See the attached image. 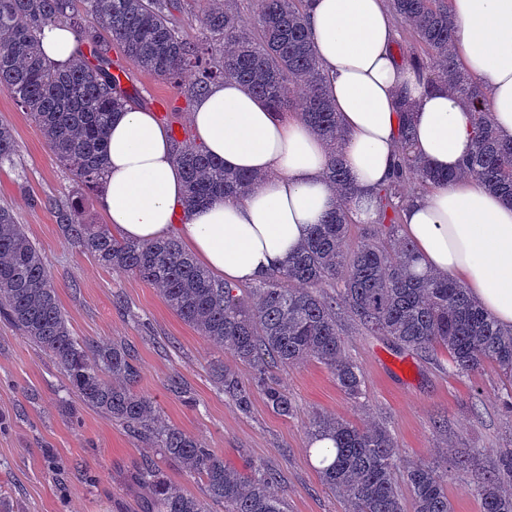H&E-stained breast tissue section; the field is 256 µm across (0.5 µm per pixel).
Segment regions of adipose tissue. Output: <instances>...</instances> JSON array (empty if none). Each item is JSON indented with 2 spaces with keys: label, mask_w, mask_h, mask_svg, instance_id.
Here are the masks:
<instances>
[{
  "label": "adipose tissue",
  "mask_w": 512,
  "mask_h": 512,
  "mask_svg": "<svg viewBox=\"0 0 512 512\" xmlns=\"http://www.w3.org/2000/svg\"><path fill=\"white\" fill-rule=\"evenodd\" d=\"M463 69L486 93L497 135L512 140V0H450ZM307 23L328 93L348 132L343 160L358 224L380 219L379 197L401 155V103L412 109V150L434 170L458 167L472 144L467 106L399 56L388 0H309ZM195 143L225 167L260 175L235 199L187 210L169 128L127 105L112 123L101 207L113 235L181 238L206 269L249 284L280 267L334 210L321 139L298 116L270 111L238 83L194 98ZM399 222L418 271L461 280L498 324L512 328V205L473 179L418 190Z\"/></svg>",
  "instance_id": "obj_1"
}]
</instances>
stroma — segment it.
Wrapping results in <instances>:
<instances>
[{
    "label": "stroma",
    "instance_id": "35a3bbf8",
    "mask_svg": "<svg viewBox=\"0 0 512 512\" xmlns=\"http://www.w3.org/2000/svg\"><path fill=\"white\" fill-rule=\"evenodd\" d=\"M128 73L125 86L135 104L171 116L176 131L189 129L191 99L174 98L166 83L136 67ZM0 120L13 126L19 145L13 161L0 165V205L13 209L41 247L73 335L131 344L140 367L136 388L157 403L163 419L223 455L229 466L242 470L252 461L276 469L288 512L343 510L314 469L305 429L314 410L358 424L382 423L402 455L416 460L440 455L434 427L439 419L447 421L448 438L459 448H496L512 439V414L502 408L508 387L493 369L453 375L444 351L426 359L395 353L386 340L364 335L346 317L340 320L343 339L364 373L365 404L348 399L329 371L311 361L272 370L296 405L292 416L273 412L258 396L249 412H241L219 389L214 367H231L245 379L250 368L199 336L155 288L68 246L47 206L67 192L66 171L3 91ZM173 377L186 383L193 404L169 391ZM72 401L55 364L0 318V419L7 423L0 430V485L14 512H143L147 492L135 472L146 461L198 492L196 480L118 423L87 407L68 413Z\"/></svg>",
    "mask_w": 512,
    "mask_h": 512
}]
</instances>
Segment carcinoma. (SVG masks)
Here are the masks:
<instances>
[{
  "mask_svg": "<svg viewBox=\"0 0 512 512\" xmlns=\"http://www.w3.org/2000/svg\"><path fill=\"white\" fill-rule=\"evenodd\" d=\"M0 0V89L26 112L73 188L101 193L103 152L115 113L132 94L115 74L112 47L140 70L167 83L175 96L196 97L211 85L235 80L278 113L294 112L326 143L327 176L337 187L336 208L282 268L242 290L217 279L170 237L131 242L103 224H87L70 196L48 201L67 244L100 265L157 288L167 306L204 339L230 349L252 369L247 383L219 367L218 387L248 412L260 394L275 413L290 416L288 393L269 376L272 366L323 365L354 401L365 377L346 353L338 324L344 314L368 336H382L399 351L448 353L450 366L468 376L490 366L512 380V330L500 328L453 278L414 269V246L398 216L418 183L446 185L471 176L512 203V141L498 139L480 84L453 50L455 24L448 0H391L392 9L421 45L411 68L430 88L446 87L470 107L473 151L457 172L428 168L408 152L411 128L401 106L403 156L381 198L382 222L367 224L351 243L352 185L342 161L346 133L327 92L307 27L308 0H257L253 26L243 24L232 0ZM196 24L191 40L185 27ZM48 24L70 28L81 50L67 64L46 59L39 33ZM184 178L185 207L240 195L257 185L253 174L224 168L191 142L173 139ZM19 145L0 121V164ZM0 317L48 355L68 392L156 448L201 492L188 493L151 464L137 470L149 489L144 512H288L278 491L281 476L263 464L237 470L192 435L166 423L153 399L138 392L140 375L125 343L77 340L58 299L46 258L18 222L0 206ZM309 441L318 448L317 473L344 512H454L448 482L469 472L470 459L487 465L474 491L482 512H512V448H468L441 461L407 459L384 425L360 426L335 414L308 416ZM408 496H403L397 478Z\"/></svg>",
  "mask_w": 512,
  "mask_h": 512,
  "instance_id": "obj_1",
  "label": "carcinoma"
}]
</instances>
